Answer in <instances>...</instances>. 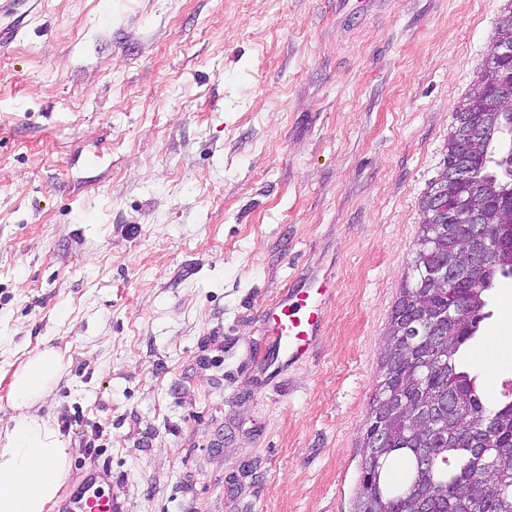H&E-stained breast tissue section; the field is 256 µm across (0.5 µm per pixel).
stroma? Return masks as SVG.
<instances>
[{
  "label": "stroma",
  "mask_w": 512,
  "mask_h": 512,
  "mask_svg": "<svg viewBox=\"0 0 512 512\" xmlns=\"http://www.w3.org/2000/svg\"><path fill=\"white\" fill-rule=\"evenodd\" d=\"M507 0H42L0 48V421L38 404L119 512H353L419 203ZM327 279L263 369L268 307ZM512 279L471 345H496ZM329 293L324 281L308 280L299 288L288 290L267 312L263 328L270 356L267 372L272 361L277 366L270 373L307 357L320 334L322 310Z\"/></svg>",
  "instance_id": "35a3bbf8"
}]
</instances>
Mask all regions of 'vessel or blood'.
I'll return each mask as SVG.
<instances>
[{"label": "vessel or blood", "mask_w": 512, "mask_h": 512, "mask_svg": "<svg viewBox=\"0 0 512 512\" xmlns=\"http://www.w3.org/2000/svg\"><path fill=\"white\" fill-rule=\"evenodd\" d=\"M330 290L324 282L305 281L288 290L271 308L263 334L271 361L285 365L307 357L322 326V310ZM66 512H117L111 493L105 492L98 470L92 469L65 505Z\"/></svg>", "instance_id": "vessel-or-blood-1"}]
</instances>
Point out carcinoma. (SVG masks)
Instances as JSON below:
<instances>
[{"instance_id":"carcinoma-1","label":"carcinoma","mask_w":512,"mask_h":512,"mask_svg":"<svg viewBox=\"0 0 512 512\" xmlns=\"http://www.w3.org/2000/svg\"><path fill=\"white\" fill-rule=\"evenodd\" d=\"M512 79L505 78L494 97L479 83L458 102L455 116L494 112L496 118L477 131L469 179L459 186L446 207L459 197L483 211L486 233L499 249L468 285L430 288L424 281L432 264L448 260L469 238L466 224H451L436 234L434 200L438 183L421 198V224L412 257L414 282L405 285L392 310L380 374L363 427V443L375 431V415L386 419L387 451L375 457L365 452L354 512H467L458 490L468 485L484 503V512H512V398L496 407L485 406L477 377L468 371L466 350L490 318V292L501 279L512 278ZM461 309L463 319L448 324L438 338L410 340L398 327L424 308L448 310V299ZM452 394L455 409L448 412L442 397ZM495 429L486 436L495 468L486 471L470 454L473 434L483 418ZM428 455L419 463L418 456Z\"/></svg>"}]
</instances>
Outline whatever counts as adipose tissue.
Instances as JSON below:
<instances>
[{"label": "adipose tissue", "mask_w": 512, "mask_h": 512, "mask_svg": "<svg viewBox=\"0 0 512 512\" xmlns=\"http://www.w3.org/2000/svg\"><path fill=\"white\" fill-rule=\"evenodd\" d=\"M62 371L52 347L32 353L15 371L8 398L18 415L0 426V512H53L65 486L67 442L33 407Z\"/></svg>", "instance_id": "ef3b65f1"}]
</instances>
